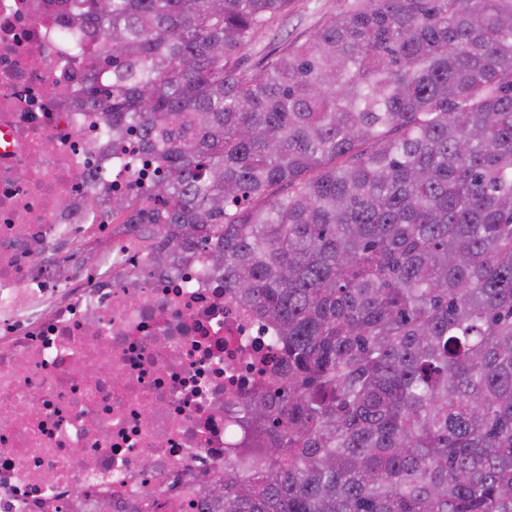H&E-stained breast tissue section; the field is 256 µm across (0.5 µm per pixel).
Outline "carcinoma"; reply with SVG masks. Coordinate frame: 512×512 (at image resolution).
I'll return each mask as SVG.
<instances>
[{
	"mask_svg": "<svg viewBox=\"0 0 512 512\" xmlns=\"http://www.w3.org/2000/svg\"><path fill=\"white\" fill-rule=\"evenodd\" d=\"M294 3L51 0L162 167L146 254L278 328L196 512H512V0H349L241 69Z\"/></svg>",
	"mask_w": 512,
	"mask_h": 512,
	"instance_id": "cac0c4a2",
	"label": "carcinoma"
}]
</instances>
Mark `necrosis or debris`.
<instances>
[{"mask_svg":"<svg viewBox=\"0 0 512 512\" xmlns=\"http://www.w3.org/2000/svg\"><path fill=\"white\" fill-rule=\"evenodd\" d=\"M39 3L0 0V512H191L275 328L199 251L134 253L112 199L154 208L161 170L84 102L88 64Z\"/></svg>","mask_w":512,"mask_h":512,"instance_id":"1","label":"necrosis or debris"}]
</instances>
